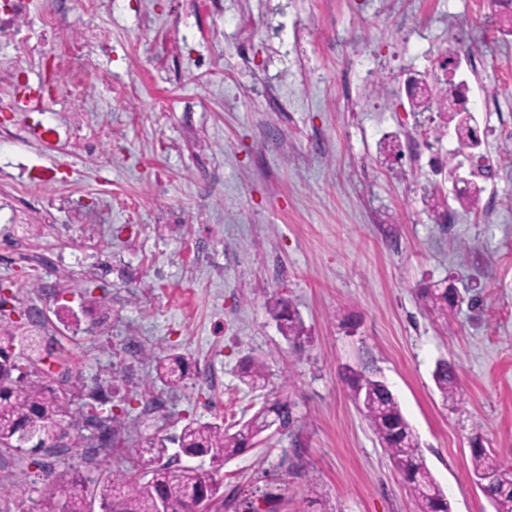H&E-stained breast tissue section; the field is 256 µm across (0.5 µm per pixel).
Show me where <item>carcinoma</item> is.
<instances>
[{"instance_id":"1","label":"carcinoma","mask_w":512,"mask_h":512,"mask_svg":"<svg viewBox=\"0 0 512 512\" xmlns=\"http://www.w3.org/2000/svg\"><path fill=\"white\" fill-rule=\"evenodd\" d=\"M458 96L468 93V86L448 79L445 86L428 88L426 100L420 104L425 110L433 96ZM426 302L439 313L449 317L458 305L456 290L452 286L435 288L424 293ZM270 314L279 323L284 338L294 344L303 340L301 321L289 302L278 299ZM155 375L144 383L148 390L160 383L170 388L183 384L187 378L186 360L171 351L151 354ZM40 363L38 344L33 336H18L0 329V408L5 412L0 422V451L22 448L32 444L39 452L47 441L58 442L69 436L76 419L70 405L80 389L76 379L65 390L53 388L50 372L39 369L37 380L28 379L29 369ZM240 378L247 387L258 390L267 387L269 370L266 362L249 358L243 362ZM434 382L443 401L457 403L456 373L447 362L441 361L433 372ZM347 384L354 392L369 391L375 404L362 411L377 436L380 445L399 465L403 480L418 501L419 512H448V499L435 481L421 449L417 436L403 416L399 404L387 388L361 371H345ZM283 417L284 427L292 424L293 416L288 401H278L262 407L250 418L241 420L235 429L224 428V422L191 421L184 425L177 439L184 455L209 457L211 469L183 466L172 470L160 463L167 452L165 439L147 438V447L128 449V466L114 469L98 483L99 506L104 512H153L162 503L165 512H212L222 480L220 469L224 462L234 458L267 430L268 413ZM471 474L483 476L492 464V455L484 447L482 438H472L470 448ZM87 479L79 474L71 480V491L55 512H82V500L88 498ZM487 495L496 512H512V477L497 479L487 487Z\"/></svg>"}]
</instances>
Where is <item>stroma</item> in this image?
Returning <instances> with one entry per match:
<instances>
[{
    "instance_id": "stroma-1",
    "label": "stroma",
    "mask_w": 512,
    "mask_h": 512,
    "mask_svg": "<svg viewBox=\"0 0 512 512\" xmlns=\"http://www.w3.org/2000/svg\"><path fill=\"white\" fill-rule=\"evenodd\" d=\"M29 0L21 37L36 52L0 40V114L16 136L0 141V197L31 199L16 223L26 244L0 268V287L19 301L40 296L29 260L48 249L46 224L86 215L87 230L112 248L135 283L94 288L111 301L112 333L86 342L62 335L58 363L84 382L111 378L119 338L134 325L149 345L215 367L218 408L193 386L177 389L167 425L139 420V392L127 402L128 446L192 420L232 425L263 403L285 400L293 425L265 432L225 463L224 496L262 500L276 512H417L400 472L359 411L343 368L385 382L414 429L451 512H495L469 471L481 436L512 468V145L493 128L512 124V37L483 0ZM55 12L60 26L47 22ZM82 47L92 62L81 91L45 77L55 55ZM473 54L469 85L489 128L483 153L498 167L485 198L465 207L449 195L427 157L384 159L381 146L416 136L442 159L459 153L453 128L413 113L401 89L408 72L434 73L438 54ZM374 71L377 84L364 82ZM51 88L35 112L8 104L21 83ZM96 143L92 153L41 152L31 128L64 133L72 113ZM65 167L38 184L31 167ZM284 266L288 276L276 278ZM451 283V320L425 306L422 289ZM288 300L305 339L283 337L268 312ZM265 360L267 389L241 383L247 358ZM453 364L461 399L444 403L433 380ZM85 433L71 431L54 475L99 480L123 466L112 454L89 463ZM43 454L0 452V486L11 512L41 504Z\"/></svg>"
}]
</instances>
